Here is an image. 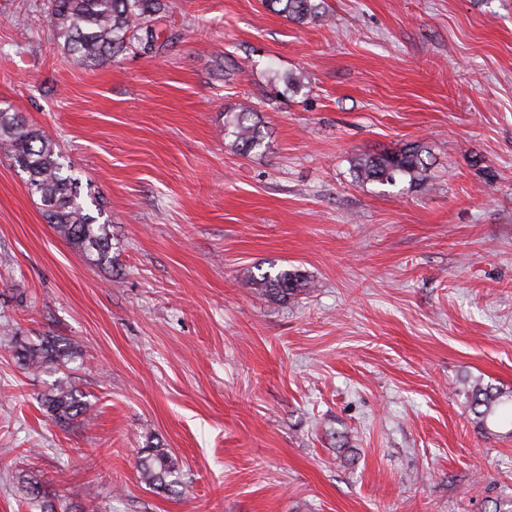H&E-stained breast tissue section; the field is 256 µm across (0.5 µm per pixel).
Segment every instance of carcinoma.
<instances>
[{"label":"carcinoma","instance_id":"1","mask_svg":"<svg viewBox=\"0 0 512 512\" xmlns=\"http://www.w3.org/2000/svg\"><path fill=\"white\" fill-rule=\"evenodd\" d=\"M274 12L297 24L317 22L324 17L323 0H266ZM165 0H48V20L53 35L69 55L89 67L104 65L132 48L151 51L159 35L149 23L165 9ZM224 137L235 148L248 154L261 148L264 132L255 110L224 113ZM0 152L27 175L28 192L39 197L46 223L59 236L95 265L112 262L110 224L97 223L81 199L77 178L67 173L62 156L52 137L28 124L18 112L0 108ZM355 179L361 183L396 185L404 178L412 188L427 186L431 178L426 147L409 142L390 151L357 155L351 160ZM260 294L275 300H287L313 288L307 276L298 270L280 269L254 281ZM13 349L19 362L28 369L41 371L64 366L76 357L77 350L55 336L38 342L13 337ZM42 406L58 424H67L87 413L89 404L72 386L69 378H59L42 394ZM512 404V390L495 392L474 386L471 412L475 423L488 429V422L499 409ZM138 473L145 485L161 492L177 491L180 467L171 451L151 442L141 448ZM25 493L41 500V512H77L74 498L67 501L44 490L40 479L30 473L18 477Z\"/></svg>","mask_w":512,"mask_h":512}]
</instances>
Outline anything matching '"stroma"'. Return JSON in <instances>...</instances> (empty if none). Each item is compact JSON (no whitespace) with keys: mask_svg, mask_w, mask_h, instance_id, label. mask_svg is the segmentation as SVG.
I'll return each instance as SVG.
<instances>
[{"mask_svg":"<svg viewBox=\"0 0 512 512\" xmlns=\"http://www.w3.org/2000/svg\"><path fill=\"white\" fill-rule=\"evenodd\" d=\"M44 0H0V106L57 142L112 226L95 266L0 155V324L59 336L91 417L56 424L0 332V512L16 477L91 512H512V0H171L160 46L87 68ZM298 76L302 89L285 92ZM261 112L240 155L225 112ZM423 142L428 189L354 156ZM310 293L274 301L270 269ZM158 441L184 492L138 475ZM267 6L297 24L323 20V0H265ZM254 285L260 294L275 300H288L292 296L310 291L313 287L307 276L298 270L279 269L273 275L264 274ZM508 403L511 404L512 408V390H495L493 392L487 387H480L476 383L472 389L471 412L475 416V423L480 430H487L489 420L494 418L499 409Z\"/></svg>","mask_w":512,"mask_h":512,"instance_id":"obj_1","label":"stroma"}]
</instances>
